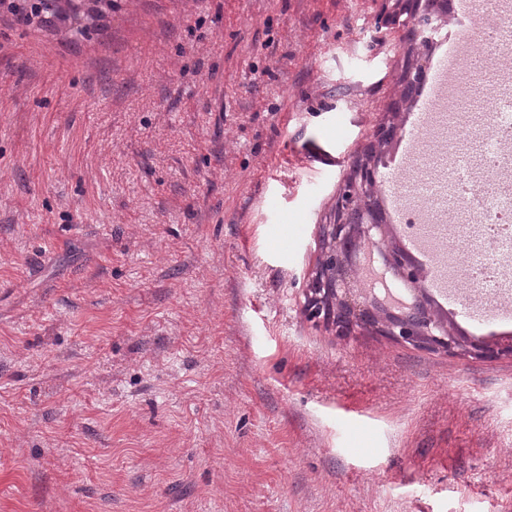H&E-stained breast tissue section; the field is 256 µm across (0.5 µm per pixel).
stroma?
Segmentation results:
<instances>
[{"instance_id":"35a3bbf8","label":"stroma","mask_w":512,"mask_h":512,"mask_svg":"<svg viewBox=\"0 0 512 512\" xmlns=\"http://www.w3.org/2000/svg\"><path fill=\"white\" fill-rule=\"evenodd\" d=\"M394 6L0 11V512H512V356L304 310Z\"/></svg>"}]
</instances>
